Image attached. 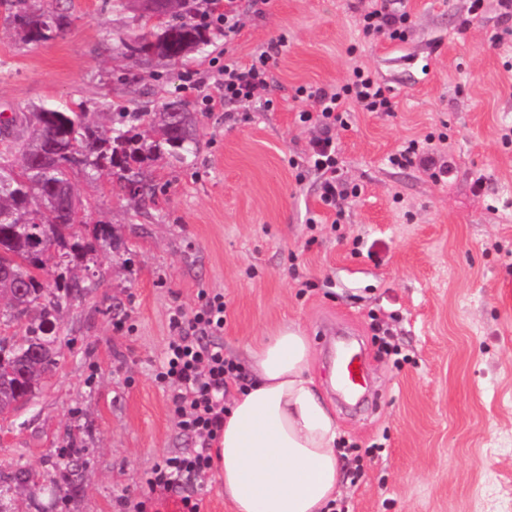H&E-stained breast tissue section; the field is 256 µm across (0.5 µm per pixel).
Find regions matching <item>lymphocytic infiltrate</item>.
<instances>
[{
    "label": "lymphocytic infiltrate",
    "mask_w": 512,
    "mask_h": 512,
    "mask_svg": "<svg viewBox=\"0 0 512 512\" xmlns=\"http://www.w3.org/2000/svg\"><path fill=\"white\" fill-rule=\"evenodd\" d=\"M364 37L391 42L406 40L412 19L405 0H368L367 8L357 19ZM269 53L261 51L251 62L225 56L222 77L218 83L219 103H253L271 105L272 79L267 67ZM308 108L298 113L299 122L315 130L307 156L308 166L318 173L320 199L330 207L340 200L355 197L358 187L347 186L337 177L338 153L334 132L346 126L351 106L366 112H389L393 104L375 73L365 66L354 67L349 78L331 88H299ZM398 166H418L436 182L444 181L452 172L432 137L409 141L393 155ZM226 321L223 295L217 294L193 314L175 310L170 325L175 332L169 342L166 358L156 380L168 388L173 412L180 428L195 438L194 447L163 457L152 468L147 483L150 489L176 495L181 512H200V503L189 492L191 483L213 467L212 448L224 428V394L230 383H244L246 375L234 360L225 357L216 338L224 332Z\"/></svg>",
    "instance_id": "1"
}]
</instances>
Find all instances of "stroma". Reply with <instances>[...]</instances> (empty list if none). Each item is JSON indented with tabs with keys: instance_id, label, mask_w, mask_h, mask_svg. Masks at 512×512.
I'll return each instance as SVG.
<instances>
[{
	"instance_id": "obj_1",
	"label": "stroma",
	"mask_w": 512,
	"mask_h": 512,
	"mask_svg": "<svg viewBox=\"0 0 512 512\" xmlns=\"http://www.w3.org/2000/svg\"><path fill=\"white\" fill-rule=\"evenodd\" d=\"M208 40L188 56L142 61L120 40L137 30L136 0H42L67 16L54 38L27 42L0 25V113L32 104L87 112H154L184 103L196 143L181 161L146 172L152 200L116 176H73L91 207L85 237L104 230L94 288L57 315V365L0 421V475L23 460L35 481L12 488L10 512H41L61 453L81 451L78 491L55 512H178L145 480L163 456L192 447L155 380L174 308L193 314L222 294L225 357L248 365V346L284 324L309 339L311 374L336 406L348 449L347 512H512V21L484 0L483 22L462 29L469 0H408L403 43L364 39V0H238L239 32L209 16L224 0H191ZM277 44L268 68L273 108L208 111L231 53L250 61ZM376 72L392 112H350L336 131L340 173L359 185L341 213L300 174L313 130L298 87L342 84L354 65ZM434 136L452 164L445 182L390 157ZM311 280L300 288L298 277ZM390 329L401 361L379 354L372 319ZM364 345L371 392L345 406L323 325Z\"/></svg>"
}]
</instances>
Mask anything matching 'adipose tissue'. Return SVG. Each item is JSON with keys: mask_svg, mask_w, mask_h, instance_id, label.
<instances>
[{"mask_svg": "<svg viewBox=\"0 0 512 512\" xmlns=\"http://www.w3.org/2000/svg\"><path fill=\"white\" fill-rule=\"evenodd\" d=\"M253 380L224 414L214 459L231 512H330L341 495L336 418L311 376L300 326L249 348Z\"/></svg>", "mask_w": 512, "mask_h": 512, "instance_id": "ef3b65f1", "label": "adipose tissue"}]
</instances>
